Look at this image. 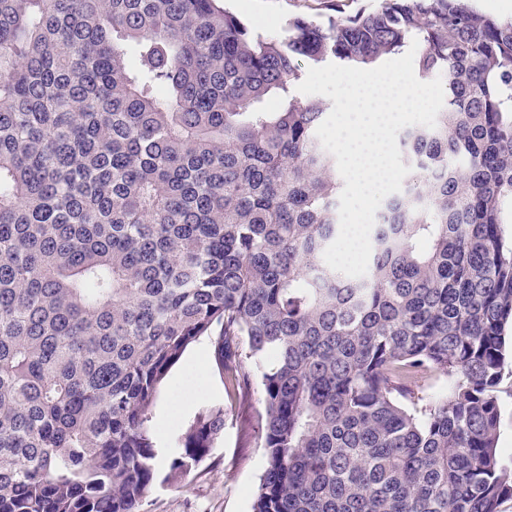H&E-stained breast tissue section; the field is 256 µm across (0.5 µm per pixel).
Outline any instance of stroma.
<instances>
[{"label":"stroma","mask_w":512,"mask_h":512,"mask_svg":"<svg viewBox=\"0 0 512 512\" xmlns=\"http://www.w3.org/2000/svg\"><path fill=\"white\" fill-rule=\"evenodd\" d=\"M378 0H227L249 26L265 34L281 31L288 18L327 21L336 12L352 15L373 9ZM225 409L224 433L210 457L191 473L186 487L156 484L140 512H251L252 495L264 472L260 439L264 422L261 392H254L248 420L231 406L213 362L208 338L185 351L170 369L152 407V428L159 440L157 466L166 471L176 454L183 426L199 412Z\"/></svg>","instance_id":"1"}]
</instances>
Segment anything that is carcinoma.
<instances>
[{
  "label": "carcinoma",
  "mask_w": 512,
  "mask_h": 512,
  "mask_svg": "<svg viewBox=\"0 0 512 512\" xmlns=\"http://www.w3.org/2000/svg\"><path fill=\"white\" fill-rule=\"evenodd\" d=\"M418 41L436 127L379 209L367 274L330 269L343 184L297 60ZM278 107L264 108L266 98ZM512 19L380 0L260 35L222 0H0V512H139L151 407L212 341L265 469L251 512H498L512 378ZM424 374L448 393L419 403ZM195 417L167 479L211 456ZM498 448L501 463L512 469V397L505 394L501 403Z\"/></svg>",
  "instance_id": "cac0c4a2"
}]
</instances>
